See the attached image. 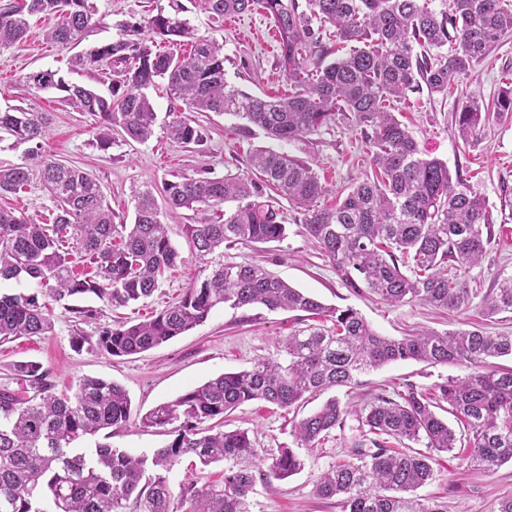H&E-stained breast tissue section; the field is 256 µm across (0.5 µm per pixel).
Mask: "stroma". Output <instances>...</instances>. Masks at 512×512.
Masks as SVG:
<instances>
[{
  "instance_id": "1",
  "label": "stroma",
  "mask_w": 512,
  "mask_h": 512,
  "mask_svg": "<svg viewBox=\"0 0 512 512\" xmlns=\"http://www.w3.org/2000/svg\"><path fill=\"white\" fill-rule=\"evenodd\" d=\"M176 2L187 7L186 17L194 37H212L223 43L229 86L258 95L287 94L288 81L279 67L276 30L267 16L255 10L235 20L217 22L202 9L200 0H95L98 12L80 45L47 42L44 33L53 21L34 16L23 42L0 52V108L22 105L51 113L46 152L92 173L119 223L134 220L133 188L146 184L158 188L175 176L204 168L218 176L249 174L252 151L270 146V139L246 121L215 112H198L194 119L202 128L203 143L184 146L171 142L161 128L171 101L165 88L158 87L148 91L159 121L153 136L139 143L116 134L110 144L103 145L96 138L94 117L63 105L54 93L28 87L24 76L48 69L66 80L101 89L100 80L93 75L71 70V58L80 49L117 40L124 26L169 10ZM509 68L512 37L495 43L489 56L471 73L455 80L449 97L432 96L423 89L410 94L398 106L400 120L408 126L425 156L447 163L450 172L460 175L488 204L496 236L482 263L466 273L471 286L484 289L491 287L497 272H512V116L491 124L478 140L466 144L454 134L455 114L469 93L479 92L486 101L496 96L500 75ZM277 146L314 168L325 188L322 201L329 206L372 172L360 130L348 113L313 134ZM278 207L287 224L286 237L279 242L227 248L225 260L262 265L324 304L353 307L383 336H406L426 327L439 332L451 329L452 317L431 307H394L378 297L347 288L332 262L307 235L298 208L283 198ZM223 211L219 205L197 212L164 214L162 221L184 262L166 275L154 295L117 309L88 296L86 305L101 311L98 322L93 324L74 322L63 304H53L52 332L0 345V387L17 388L10 368L24 360L40 362L48 383L58 393L75 388L84 377L115 381L128 391L136 421L112 437L113 447L134 455H149L166 445L168 436L142 428L139 416L209 378L247 369L258 358L276 354L281 340L300 325L295 312L221 305L202 325L139 355L108 359L92 347L99 328L149 319L181 297L198 271L183 227L216 219ZM79 334L88 336L90 343L77 349L72 338ZM465 373L459 365L400 361L361 374L357 385L336 389L335 395L341 402L360 406L375 393L398 391L409 383L430 389ZM293 419V414L258 401L247 403L224 418L225 429L247 431L263 456H271L280 448H293L304 460L303 470L286 480L256 482L249 496L250 512H339L330 501L316 498L314 484L321 473L346 458L352 442L359 437L358 419L348 415L343 427L332 431L313 449L301 447L296 441ZM434 470V480L420 488L418 494L446 504L448 512H496L499 499L512 493V462L485 474L442 453Z\"/></svg>"
}]
</instances>
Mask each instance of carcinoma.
Returning <instances> with one entry per match:
<instances>
[{
  "label": "carcinoma",
  "instance_id": "cac0c4a2",
  "mask_svg": "<svg viewBox=\"0 0 512 512\" xmlns=\"http://www.w3.org/2000/svg\"><path fill=\"white\" fill-rule=\"evenodd\" d=\"M202 4L219 21L258 7L265 12L278 33L288 95L260 97L227 87L223 45L194 38L189 53L177 52L181 39L193 38L189 22L161 10L147 18L146 27L169 49L136 37L132 25L118 40L74 57L78 70H109V94L51 70L30 72L25 82L60 92L61 103L97 117L102 143L114 132L137 142L151 138L157 114L147 90L160 84L184 105L171 109L163 126L168 139L183 145L203 140L189 112L239 117L281 142L350 112L378 172L334 208L319 205L324 187L313 167L271 148L254 151L251 178L198 173L164 183L162 198L171 211L234 207L215 221L184 225L204 277L151 319L102 328L95 349L108 358L143 353L203 324L220 304L305 312L321 322L295 330L277 356L222 373L152 408L141 417L142 427L174 438L150 457L107 442L133 421L121 385L83 377L72 393L56 394L40 363L17 362L11 372L33 395L0 388V512H47V499L53 512H178L187 500L191 512H250L248 497L257 480H285L304 461L281 448L264 464L247 432L223 430L224 415L251 401L294 412L313 394L408 360L461 365L468 373L429 392L408 384L395 397L377 395L358 410L332 397L296 421L293 435L313 448L354 412L361 439L349 459L318 477L315 495L336 499L340 512H447V506L415 495L434 479V455L453 452L460 441L438 411L457 418L469 435L467 466L489 474L512 460V369L493 363L512 356V335H490L476 325L400 339L381 336L356 309L325 306L260 265L227 261L224 248L283 239L285 220L264 199L268 189L302 210L304 229L347 287L365 289L392 306L427 304L460 314L478 298L489 315L511 311L512 273H499L497 287L483 295L462 278L481 263L495 236L485 199L462 178H452L446 163L423 156L394 111L409 91L425 87L431 95H448L457 76L483 61L492 44L512 36V0H306L304 10L298 0ZM96 13L94 0H0V51L26 37L32 15L61 18L46 39L69 44L82 40ZM311 16L334 29L336 50L315 36ZM501 81L491 104L483 108L471 95L456 113L455 135L463 142L512 114V71ZM50 125L48 113L31 107L0 110V141L26 146L22 163L0 165V197L34 188L52 202L51 222L41 224L0 208V279L37 285L35 292L0 294V343L52 332L43 297L62 301L93 294L110 307H123L153 295L166 273L183 263L153 187L134 191L133 223H114L97 179L45 152ZM79 263L91 271L76 272ZM69 312L85 324L99 319L90 306L72 305ZM101 434L106 441L92 448L75 446ZM413 443L429 453L411 449ZM184 458L203 466L224 463V483L173 487L169 473Z\"/></svg>",
  "mask_w": 512,
  "mask_h": 512
}]
</instances>
